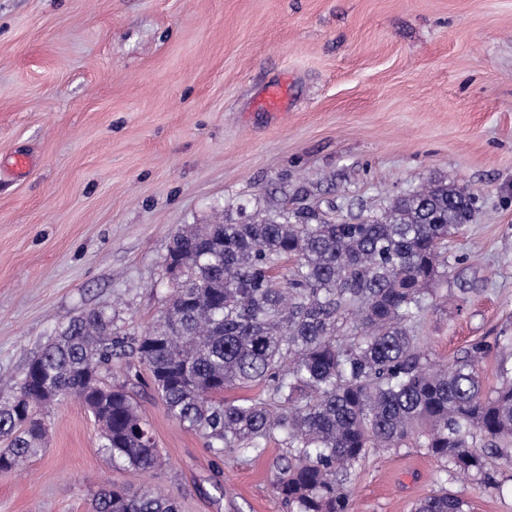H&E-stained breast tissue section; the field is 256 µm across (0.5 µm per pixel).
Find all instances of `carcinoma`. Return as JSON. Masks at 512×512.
I'll return each mask as SVG.
<instances>
[{
    "label": "carcinoma",
    "instance_id": "obj_1",
    "mask_svg": "<svg viewBox=\"0 0 512 512\" xmlns=\"http://www.w3.org/2000/svg\"><path fill=\"white\" fill-rule=\"evenodd\" d=\"M476 195L430 183L354 224L285 211L258 224L187 226L167 257L184 269L151 330L134 336L105 309L61 328L0 398V472L44 453L41 410L79 400L118 468L149 472L159 454L133 388L141 371L179 425L215 454L287 448L274 489L288 512H350L349 476L372 449L423 448L454 475L491 480L489 458L512 446V334L478 341L448 364L415 336L448 274L446 241L471 223ZM292 268L275 271L285 262ZM501 355V383L479 363ZM136 356L137 362L122 359ZM124 380L108 384L114 370ZM262 384L266 397L227 400ZM444 489L415 512H467ZM95 512H181L151 489L112 484Z\"/></svg>",
    "mask_w": 512,
    "mask_h": 512
}]
</instances>
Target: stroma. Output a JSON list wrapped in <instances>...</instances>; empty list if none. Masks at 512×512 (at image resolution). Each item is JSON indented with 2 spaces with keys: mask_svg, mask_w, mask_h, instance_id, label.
Instances as JSON below:
<instances>
[{
  "mask_svg": "<svg viewBox=\"0 0 512 512\" xmlns=\"http://www.w3.org/2000/svg\"><path fill=\"white\" fill-rule=\"evenodd\" d=\"M272 83L276 112L260 103ZM430 181L479 205L416 324L449 363L512 333V0H0V396L91 309L153 324L185 226L301 208L349 222ZM138 401L154 470L113 467L69 400L42 412L46 452L0 473V512H91L112 483L181 512H286L280 445L219 457L152 389ZM494 461L492 482H443L424 449L369 453L351 512H412L443 487L512 512V453Z\"/></svg>",
  "mask_w": 512,
  "mask_h": 512,
  "instance_id": "obj_1",
  "label": "stroma"
}]
</instances>
